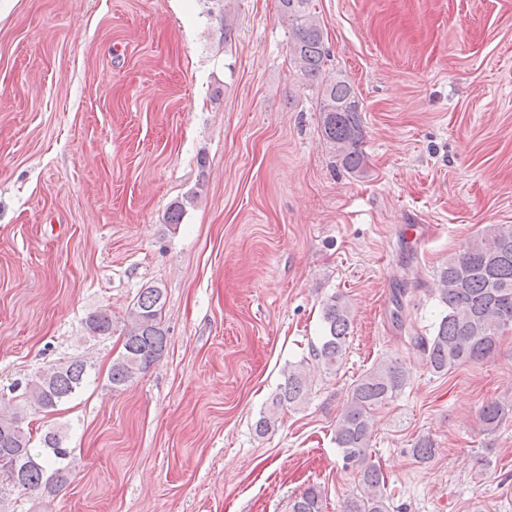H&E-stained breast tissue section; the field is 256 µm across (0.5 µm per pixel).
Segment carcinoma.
Segmentation results:
<instances>
[{"label":"carcinoma","mask_w":512,"mask_h":512,"mask_svg":"<svg viewBox=\"0 0 512 512\" xmlns=\"http://www.w3.org/2000/svg\"><path fill=\"white\" fill-rule=\"evenodd\" d=\"M282 17L291 33L290 65L299 81L317 87L323 140L343 169L355 176L366 171L362 151L364 130L359 99L351 83L341 75H325L329 51L315 11L314 0H279ZM438 297L444 313L430 336H410L432 372L446 375L452 369L478 363L496 351L504 330L512 328V225L491 224L466 241L459 254L448 259L438 272ZM163 291L144 289L129 311L123 328L122 351L108 372L111 388L119 389L143 374L163 355L166 330L161 325ZM323 327L319 346L312 356L327 370L342 360L350 334V309L333 295L323 305ZM92 335L112 331L108 311L90 314L85 321ZM92 366L71 359L44 369L26 383L23 395L41 409L54 410L86 385ZM409 370L398 358L381 361L353 382L339 416L334 440L344 465L357 469L358 493L345 503V512H388L386 481L380 466L371 460L374 435L373 411L395 398L407 385ZM307 373L300 364L288 369L274 404L295 406L304 398ZM509 413L498 401H488L478 418L482 428L495 431ZM44 447H31V435L22 426L18 412H0V512H9L14 490H39L55 495L69 484L70 451L48 433ZM434 446L427 437L418 439L413 456L420 462L432 458ZM289 512H323L321 490L312 485L294 497Z\"/></svg>","instance_id":"1"}]
</instances>
